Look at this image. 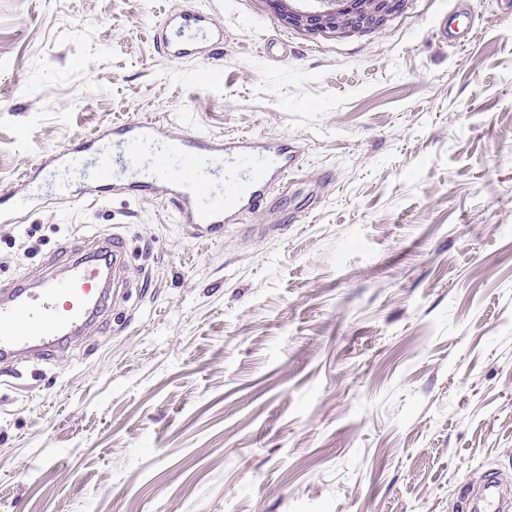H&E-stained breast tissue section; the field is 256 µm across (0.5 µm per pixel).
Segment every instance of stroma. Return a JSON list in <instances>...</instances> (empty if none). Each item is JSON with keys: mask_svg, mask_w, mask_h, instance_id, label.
Returning a JSON list of instances; mask_svg holds the SVG:
<instances>
[{"mask_svg": "<svg viewBox=\"0 0 512 512\" xmlns=\"http://www.w3.org/2000/svg\"><path fill=\"white\" fill-rule=\"evenodd\" d=\"M209 10L210 57L154 33ZM0 288L114 232L132 288L48 359L0 368V512H466L512 495V0H409L308 33L267 0H0ZM288 146L276 204L193 238L101 139L127 123ZM100 189V198L90 195ZM109 135V130H104L95 138L88 139L86 142L78 143L72 146L66 151L55 155L49 162L48 166L50 168H68L79 166L87 154L95 147L96 143ZM498 481L489 476L482 483L471 488L470 507L474 512H505L510 502L498 491Z\"/></svg>", "mask_w": 512, "mask_h": 512, "instance_id": "obj_1", "label": "stroma"}]
</instances>
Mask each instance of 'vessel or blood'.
<instances>
[{"label": "vessel or blood", "mask_w": 512, "mask_h": 512, "mask_svg": "<svg viewBox=\"0 0 512 512\" xmlns=\"http://www.w3.org/2000/svg\"><path fill=\"white\" fill-rule=\"evenodd\" d=\"M220 39L209 28L205 10L197 9L171 14L157 42L172 60L182 61L204 55ZM121 135L134 151H155L149 180L135 183V190H163L180 223L204 242L220 236L225 225L238 223L245 212L285 193L295 168V157L285 145L248 136L225 141L204 135L185 138L152 121L128 124ZM95 145L92 139L76 144L55 155L50 165L79 166ZM218 160L248 167L246 182L215 194L209 176ZM64 268L61 277L49 275L35 284L20 279L0 289L1 364L52 355L63 347L67 333L83 332L95 323L115 281L129 271L126 240L117 233L104 237L83 256L67 259ZM470 494L472 512H512V502L499 493L495 478H486Z\"/></svg>", "instance_id": "vessel-or-blood-1"}]
</instances>
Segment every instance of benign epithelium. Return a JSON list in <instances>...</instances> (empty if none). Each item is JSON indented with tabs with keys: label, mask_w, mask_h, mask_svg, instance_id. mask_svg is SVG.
Masks as SVG:
<instances>
[{
	"label": "benign epithelium",
	"mask_w": 512,
	"mask_h": 512,
	"mask_svg": "<svg viewBox=\"0 0 512 512\" xmlns=\"http://www.w3.org/2000/svg\"><path fill=\"white\" fill-rule=\"evenodd\" d=\"M289 26L308 32L370 31L382 28L407 0H308L292 8L290 0H267Z\"/></svg>",
	"instance_id": "obj_1"
}]
</instances>
